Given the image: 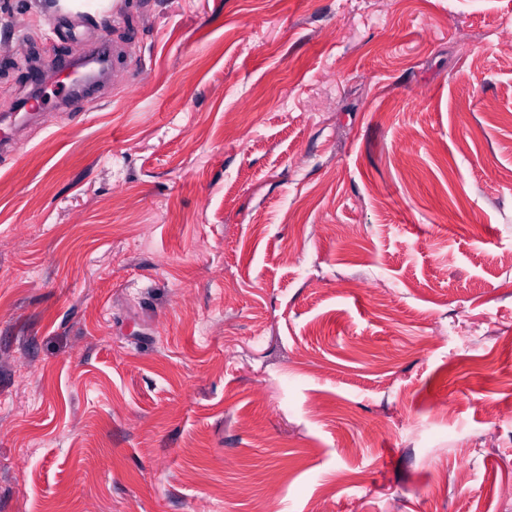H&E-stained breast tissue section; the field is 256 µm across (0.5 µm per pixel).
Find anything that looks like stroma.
I'll list each match as a JSON object with an SVG mask.
<instances>
[{"instance_id": "1", "label": "stroma", "mask_w": 512, "mask_h": 512, "mask_svg": "<svg viewBox=\"0 0 512 512\" xmlns=\"http://www.w3.org/2000/svg\"><path fill=\"white\" fill-rule=\"evenodd\" d=\"M512 0H0L124 50L0 156V512H512ZM112 0H58V8L63 12L100 15L111 7Z\"/></svg>"}]
</instances>
